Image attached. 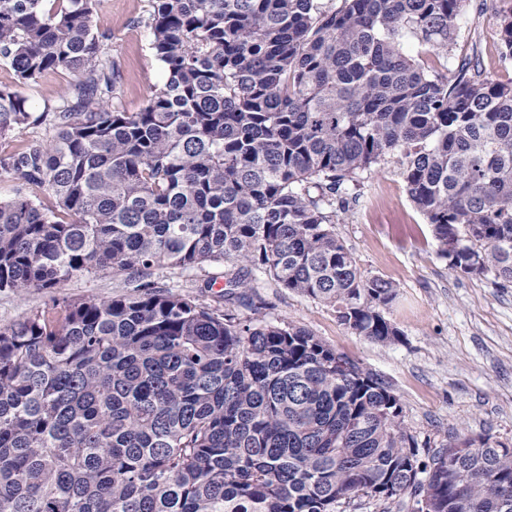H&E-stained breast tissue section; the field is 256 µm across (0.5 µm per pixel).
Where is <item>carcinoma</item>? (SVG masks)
<instances>
[{
	"mask_svg": "<svg viewBox=\"0 0 512 512\" xmlns=\"http://www.w3.org/2000/svg\"><path fill=\"white\" fill-rule=\"evenodd\" d=\"M0 0V62L70 76L0 155V291L245 261L224 308L142 283L0 326V512H336L360 496L512 512V448L457 437L421 458L399 398L250 302L254 272L399 339L396 287L336 237L344 184L396 155L439 254L512 284V81L450 78L404 49L455 44L467 0H152L165 82L121 110L98 0ZM512 60V10L500 23ZM0 86V142L30 125ZM47 191L48 200L38 196ZM247 299L251 314L235 303Z\"/></svg>",
	"mask_w": 512,
	"mask_h": 512,
	"instance_id": "obj_1",
	"label": "carcinoma"
}]
</instances>
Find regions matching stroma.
I'll return each instance as SVG.
<instances>
[{"mask_svg":"<svg viewBox=\"0 0 512 512\" xmlns=\"http://www.w3.org/2000/svg\"><path fill=\"white\" fill-rule=\"evenodd\" d=\"M512 0H468L456 42L448 55L408 43L410 54L426 66L452 75L466 57L477 60L481 76L512 79V60L499 42L500 15ZM151 0H100L93 18L109 37L120 70L117 103L127 112L142 110L165 81L150 48L145 23ZM347 205L336 214L337 237L368 277L392 282L397 297L389 319L399 341L380 344L354 335L333 307L278 288L259 276L257 294L268 317L294 322L381 378L399 398L403 419L421 449L440 447L455 435H490L512 445V284L492 275L451 270L424 216L411 202L397 157L364 172L347 188ZM233 262L192 269L153 268L155 285L202 297L214 306L223 300L207 281L223 283ZM123 275L96 272L62 282L52 293L0 291V325L65 300H107L131 293Z\"/></svg>","mask_w":512,"mask_h":512,"instance_id":"35a3bbf8","label":"stroma"}]
</instances>
